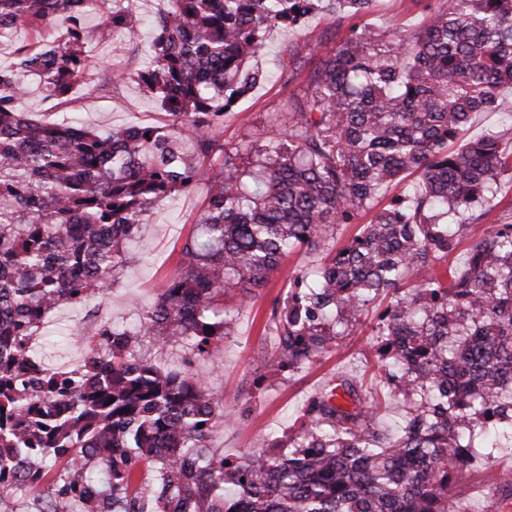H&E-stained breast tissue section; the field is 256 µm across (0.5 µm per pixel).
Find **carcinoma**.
Segmentation results:
<instances>
[{"label":"carcinoma","instance_id":"obj_1","mask_svg":"<svg viewBox=\"0 0 512 512\" xmlns=\"http://www.w3.org/2000/svg\"><path fill=\"white\" fill-rule=\"evenodd\" d=\"M164 2L148 63L110 81L137 76L172 128L99 133L31 119L23 78L68 102L88 68L84 16L99 14L103 36H132L131 0H0V37L49 32L0 67V505L37 490L36 512H183L184 500L192 512H470L451 474L478 455L477 438L488 458L512 447V224L450 268L460 225L449 218L494 210L512 127L448 145L512 90V0L427 4L409 34L351 26L304 94L288 96L279 132L244 153L220 138L265 78L247 60L267 32L319 13L356 18L373 0ZM217 151L180 275L136 325H101L79 366L45 367L30 341L48 313L108 290L144 213L195 185ZM371 210L346 246L329 243V229ZM303 248L322 258L275 317L269 362L304 370L389 296L371 335L408 414L385 436L379 394L342 379L305 406L288 454L229 458L210 446L233 421L223 397L202 373L166 371L137 349L180 339L219 355L233 323L224 298L263 286Z\"/></svg>","mask_w":512,"mask_h":512}]
</instances>
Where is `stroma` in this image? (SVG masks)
<instances>
[{
    "instance_id": "35a3bbf8",
    "label": "stroma",
    "mask_w": 512,
    "mask_h": 512,
    "mask_svg": "<svg viewBox=\"0 0 512 512\" xmlns=\"http://www.w3.org/2000/svg\"><path fill=\"white\" fill-rule=\"evenodd\" d=\"M160 5V0H136L135 36L117 34L88 43L87 82L75 88L69 105L56 106L38 79L31 77L23 110L47 123L74 118L102 132L133 125H169L171 119L159 99L138 82L130 79L117 87L105 82L116 60L137 63L150 52ZM420 11L413 0H374L364 21L376 28L412 31L421 21ZM350 25L347 19L319 15L300 28L269 31L265 51L258 59L266 78L238 101L232 115L225 117L224 143L258 144L268 137L272 131L269 114L281 110L287 93H303L309 74L335 50ZM292 48L298 52L301 68L287 85L281 59ZM204 208L205 191L200 183L157 200L146 213L141 232L128 241L127 261L107 293L89 305L65 304L49 313L42 328L44 338L37 343L43 362L51 368L78 365L84 345L93 339L100 324H136L139 313L151 308L167 283L179 275L183 243L196 230ZM494 224H512V171L501 177L492 214H466L460 249H467ZM319 259V254L304 250L294 253L282 260L266 286L228 300L235 321L219 358L199 356L178 340L164 348L149 341L141 347L142 357L163 368L201 371L210 387L231 406L235 423L217 428L211 441L212 447L226 455L266 448L273 439L287 444L288 431L305 404L323 392L333 378L348 380L361 393L381 385L375 341L370 327L363 324L353 329L341 350L316 358L303 372L283 373L267 360L272 349L268 325L275 312L283 309L288 289L296 288ZM489 470L498 479L496 485L486 482ZM452 482L454 491L469 499L472 512H512V451L505 449L497 458L474 461L469 468L454 473Z\"/></svg>"
}]
</instances>
